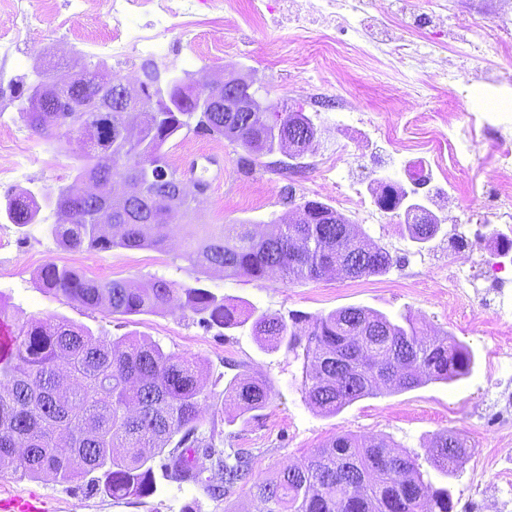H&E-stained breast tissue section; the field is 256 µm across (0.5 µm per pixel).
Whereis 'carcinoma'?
I'll list each match as a JSON object with an SVG mask.
<instances>
[{
	"label": "carcinoma",
	"mask_w": 512,
	"mask_h": 512,
	"mask_svg": "<svg viewBox=\"0 0 512 512\" xmlns=\"http://www.w3.org/2000/svg\"><path fill=\"white\" fill-rule=\"evenodd\" d=\"M80 82L69 97L92 102L108 94L103 61L79 67ZM176 111L155 113L137 140L112 136L123 121L120 112L100 115L74 110L55 95L24 104L18 118L46 132L66 127L89 138L75 166L73 181L57 188L58 200L73 221L47 227L59 244L72 248L141 249L165 246L169 230L193 210L194 198L177 194L182 173L168 162L164 146L184 129L240 143L258 156L272 152L274 136L237 128L235 116L191 112L189 100L173 92ZM124 177L138 190L108 188L102 203L112 223L97 222V202L81 195L84 181L112 184ZM41 195L20 191L7 197L0 216L19 228L39 220ZM190 235L182 255L200 269H221L227 276L255 279L277 273L285 281L319 280L338 265L345 277L382 275L392 256L368 243L349 224H277L265 236L247 224H203ZM409 238L434 237L437 224H406ZM40 287L73 299L88 309L139 315L174 306L203 315L206 328H230L253 320L260 340L302 350V387L310 404L336 414L354 402L381 393L402 392L430 381L450 382L469 375L473 352L448 339V333L422 335L413 316L395 320L361 307L328 314L283 316L245 313L205 288L178 287L164 278L145 282L99 281L55 263L38 274ZM244 412L261 409L270 399L266 383L234 379L224 389ZM202 364L144 337L101 338L85 326L58 321H31L13 331L11 351L0 354V472L24 477L50 475L70 484L86 477L92 489L114 499L146 498L157 492L153 462L182 483L207 482L209 493L224 498L252 484L263 512H453L450 490L424 481L417 458L394 449L384 439L351 433L332 437L300 462L269 479H253L249 454L223 448L215 426H206L202 403ZM461 434L443 431L428 453L443 475L457 471L469 452ZM210 463V476L202 479Z\"/></svg>",
	"instance_id": "carcinoma-1"
}]
</instances>
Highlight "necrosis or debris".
I'll return each instance as SVG.
<instances>
[{
  "instance_id": "necrosis-or-debris-1",
  "label": "necrosis or debris",
  "mask_w": 512,
  "mask_h": 512,
  "mask_svg": "<svg viewBox=\"0 0 512 512\" xmlns=\"http://www.w3.org/2000/svg\"><path fill=\"white\" fill-rule=\"evenodd\" d=\"M153 0H70L61 6L58 0H43L40 8H33L30 0H0V61H18L23 48L38 32L45 15H54L66 39L96 49L98 55L124 63H132L135 56L150 55L162 60L179 61L176 43L196 44L198 35V0H170L161 12H153ZM210 26L220 29L241 24H261L266 20L270 7L267 0H252V10L241 15L239 0H209ZM102 14L107 19L106 33L99 34L81 26L80 20L89 13ZM497 20L489 22L476 42L470 43V56H477L480 45L491 42L499 52L512 57V0H497ZM465 29L469 26L466 16L448 18L443 11L428 15L418 14L414 0H395L391 14L381 21L368 24L361 30L362 45L356 53L364 60L380 64L387 69L393 82H406L412 63L420 61L423 54L414 41H405L397 32L406 29L419 33L427 26L445 25ZM176 33V40H169V33ZM465 123H457L453 113L434 111L424 115L429 124L427 136L417 140L397 139L390 129H382L380 138L390 147L392 154L404 152L424 153L430 158L425 169L447 186L446 195L437 197V207H444L450 195L456 194V174L464 167L478 133L496 132L494 149L498 172L494 187L492 215L502 222L512 221V122L501 112L487 109L471 111ZM351 157L347 145L337 146L321 163L328 174L334 175L336 202L344 209H355L365 220L381 222L380 212L368 207L365 198L356 188L346 171Z\"/></svg>"
}]
</instances>
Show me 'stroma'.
I'll use <instances>...</instances> for the list:
<instances>
[{"mask_svg": "<svg viewBox=\"0 0 512 512\" xmlns=\"http://www.w3.org/2000/svg\"><path fill=\"white\" fill-rule=\"evenodd\" d=\"M346 10H338L329 34L336 41V66L323 70L320 49L306 37H292L290 30L274 20L255 28L225 32L236 46L232 62L220 57L198 59V70L210 76L230 72L252 78L262 85L267 100L280 107L306 111L297 87L311 75L325 71L328 83L321 111L311 114L318 128L313 151L298 157L274 153L257 157L238 144L208 134L181 131L165 144L170 164L183 167L186 161L213 155L224 165V180L212 185L195 202L192 225L173 226L163 249L128 250L115 248L70 250L62 247L44 230L57 214L45 210L44 223L18 229L0 220V237L7 247L0 249V301L8 308L11 325L32 320L63 317L89 327L94 334L109 338L146 337L165 350L199 359L205 370V390L216 409L217 429L228 448H241L252 456L256 478L274 476L284 466L302 459L331 436L341 432L363 437L384 438L398 449L413 454L426 479L435 486L448 487L454 512H485L495 501L500 512H512V419L480 415L478 407L503 387L512 388V374L494 372V363L512 365V342L504 330H512V308L476 297L457 304L444 280V268L458 249L472 253L479 268H487L496 257L489 244L500 238L497 225L473 221L465 229L447 221L449 214L464 217L485 212L491 203L494 178V136L485 134L477 142L467 167L457 176L458 193L453 211H438L440 229L425 243L412 242L401 210L389 212L383 223L362 224L358 230L389 251L393 266L379 276L347 279L337 275L316 281L287 283L272 274L263 279L246 275L225 276L219 271L200 272L186 262L182 253L193 224H249L259 233L271 231L272 220L287 218L288 195L334 204L333 184L319 164L321 154L337 143H348L356 158L352 175L366 200H373L372 180L381 175L406 189L418 188L420 197L431 198L434 185H416L405 167L394 165L379 142L370 139L365 123L394 126L402 139L420 137L423 125L415 121L423 109L462 112L452 89L446 88L432 60H425L417 76L428 87L423 102H409L400 110L396 101L380 98L378 87L384 77L378 67L360 58L352 49L357 37L347 31ZM57 20L46 16L38 40L26 48L28 64L19 69L0 65V131L24 130L17 118L14 95L26 78L49 58H64L66 70L78 69L83 47L60 48ZM302 56L305 70L282 72L274 64L280 56ZM348 98L354 116L344 121L328 120L340 98ZM24 146L32 155L22 176L0 183V202L23 189L55 188L70 183L81 152L78 138H70L61 149H51L45 138L24 130ZM49 262L70 267L99 280L145 281L162 277L177 284L210 289L242 310L289 316L293 313L320 315L345 307H362L396 318L412 314L427 334L448 333L468 345L475 355L472 375L455 384L428 383L412 390L363 398L333 416L314 408L302 391L303 362L285 347H272L254 336L251 325L227 330L204 329L198 315L177 308L141 315H114L105 309L90 310L60 294L45 292L37 274ZM256 377L271 390L268 404L247 413L225 398L224 389L234 378ZM453 430L462 434L472 448L458 476H441L432 466L427 448L435 434ZM158 491L137 502L88 494L83 482L56 483L51 477H22L0 472V492L34 493L51 499L59 512H261V503L249 488L238 489L223 500L212 499L204 485L179 484L156 472Z\"/></svg>", "mask_w": 512, "mask_h": 512, "instance_id": "obj_1", "label": "stroma"}]
</instances>
